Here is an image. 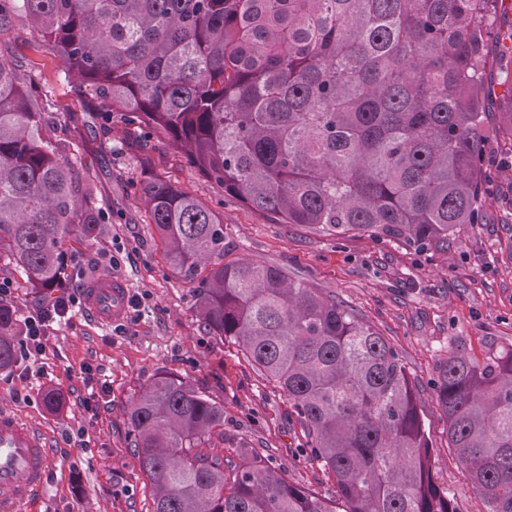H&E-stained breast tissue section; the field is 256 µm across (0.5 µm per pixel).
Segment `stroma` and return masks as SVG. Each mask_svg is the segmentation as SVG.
<instances>
[{"label":"stroma","mask_w":512,"mask_h":512,"mask_svg":"<svg viewBox=\"0 0 512 512\" xmlns=\"http://www.w3.org/2000/svg\"><path fill=\"white\" fill-rule=\"evenodd\" d=\"M512 0H504L489 42L491 78L512 77ZM38 83L52 137L69 145L74 165L97 183L98 205L109 213L97 239L71 242L68 286L97 279L123 281L128 301L121 320L98 322L79 304L44 338L38 362L17 359L0 372V410L39 427L55 458L46 489L20 512H147L150 492L128 449L125 411L131 395L167 370L187 376L224 404V454L251 445L269 449L289 481L329 497L336 488L309 453L287 399L258 376L236 345L209 336L194 313L193 290L163 257L139 188L151 175L177 182L224 220L229 257L279 267L335 297L373 325L399 354L420 397L432 446V472L457 512H486L465 471L448 450L446 420L433 382L448 354L485 361L512 348V145L490 141L506 167L488 166L481 223L438 253H418L393 240L351 235L336 239L300 224H277L245 207L199 174L163 141L137 148L133 133L98 130L91 107L73 91L58 58L39 48L26 20L0 38ZM0 300L27 320L46 301L0 260ZM93 369L85 383L83 366ZM62 397L56 410L45 395Z\"/></svg>","instance_id":"1"}]
</instances>
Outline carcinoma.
<instances>
[{
    "mask_svg": "<svg viewBox=\"0 0 512 512\" xmlns=\"http://www.w3.org/2000/svg\"><path fill=\"white\" fill-rule=\"evenodd\" d=\"M498 0H0L76 79L105 135L165 139L227 196L338 239L445 251L481 221L484 141L512 144V84L486 104ZM0 58V258L46 291L73 237L100 236L96 182L46 131L41 92ZM166 261L195 285L209 335L234 340L287 399L332 497L244 446L224 404L161 372L130 400L148 512H456L432 474L420 398L395 349L336 300L258 261L228 259L224 222L168 178L141 186ZM22 334L0 301V372ZM435 394L448 448L489 509L512 512V350L451 354Z\"/></svg>",
    "mask_w": 512,
    "mask_h": 512,
    "instance_id": "carcinoma-1",
    "label": "carcinoma"
}]
</instances>
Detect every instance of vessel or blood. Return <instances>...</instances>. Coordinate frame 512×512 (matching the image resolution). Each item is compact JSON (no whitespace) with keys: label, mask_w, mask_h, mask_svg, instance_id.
Masks as SVG:
<instances>
[{"label":"vessel or blood","mask_w":512,"mask_h":512,"mask_svg":"<svg viewBox=\"0 0 512 512\" xmlns=\"http://www.w3.org/2000/svg\"><path fill=\"white\" fill-rule=\"evenodd\" d=\"M90 313L98 320L122 314L125 286L102 280L90 290ZM54 458L43 434L8 411L0 412V512L41 492L53 470Z\"/></svg>","instance_id":"obj_1"}]
</instances>
